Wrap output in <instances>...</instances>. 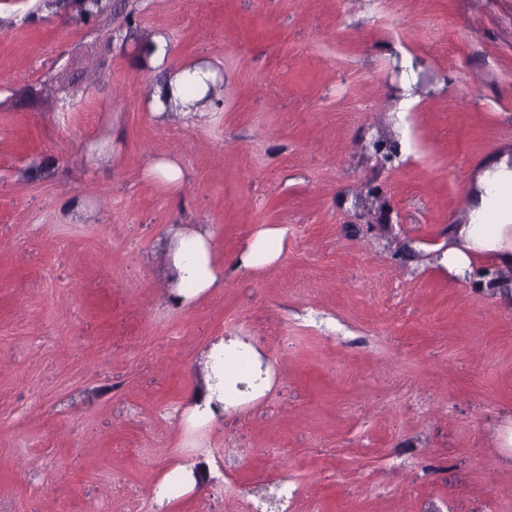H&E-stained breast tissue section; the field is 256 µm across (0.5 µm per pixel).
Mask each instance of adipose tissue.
Wrapping results in <instances>:
<instances>
[{
    "label": "adipose tissue",
    "mask_w": 512,
    "mask_h": 512,
    "mask_svg": "<svg viewBox=\"0 0 512 512\" xmlns=\"http://www.w3.org/2000/svg\"><path fill=\"white\" fill-rule=\"evenodd\" d=\"M140 64L161 75L149 91L148 108L155 117L165 118V105L169 102L179 106L184 114L199 119L210 112L213 102L208 95L216 91L220 81L210 64L197 63L170 70L169 42L161 33L150 39ZM473 196L475 206L469 221L457 227V243L443 254V263L462 272L474 257L491 253L500 264L512 265V206L503 203L505 197L512 196V162L500 157L479 175ZM282 245L281 231H259L238 264L250 270L260 269L278 259ZM215 253L208 229H173L169 279L176 303L185 304L221 283L223 271L214 262ZM205 362V380L191 396L192 421L219 419L225 409L262 396L270 386L267 367L256 350L240 338L213 344L205 355Z\"/></svg>",
    "instance_id": "ef3b65f1"
}]
</instances>
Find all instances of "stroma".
<instances>
[{
  "mask_svg": "<svg viewBox=\"0 0 512 512\" xmlns=\"http://www.w3.org/2000/svg\"><path fill=\"white\" fill-rule=\"evenodd\" d=\"M158 32L219 66L207 120L148 111ZM505 153L512 0H0V512H512V299L438 259ZM173 226L283 250L179 307ZM227 336L270 388L190 426Z\"/></svg>",
  "mask_w": 512,
  "mask_h": 512,
  "instance_id": "35a3bbf8",
  "label": "stroma"
}]
</instances>
